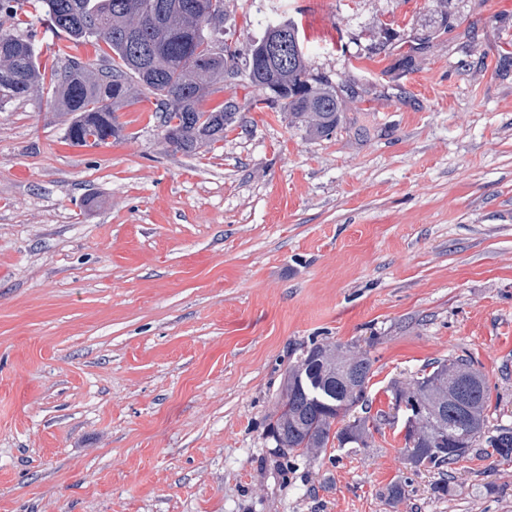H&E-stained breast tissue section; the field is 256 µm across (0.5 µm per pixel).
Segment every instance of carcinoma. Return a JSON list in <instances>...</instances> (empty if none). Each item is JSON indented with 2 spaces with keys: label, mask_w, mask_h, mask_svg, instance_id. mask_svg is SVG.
I'll list each match as a JSON object with an SVG mask.
<instances>
[{
  "label": "carcinoma",
  "mask_w": 512,
  "mask_h": 512,
  "mask_svg": "<svg viewBox=\"0 0 512 512\" xmlns=\"http://www.w3.org/2000/svg\"><path fill=\"white\" fill-rule=\"evenodd\" d=\"M224 0H0V17L13 30L0 32V104L47 92L72 120L66 140L73 145L104 143L121 132L117 108L133 93L155 99L163 139L173 150L193 154L224 139L236 113L201 102L239 75L236 51L224 45ZM35 16L61 39L54 63L41 66L39 42L27 18ZM286 44L284 59L267 55V45ZM102 42L109 49L92 68L66 51L68 45ZM248 81L265 90L268 107L288 115L315 137L341 125L336 86L308 69L298 25L270 22L246 62ZM373 360L354 345H314L288 367L281 401L270 417L269 434L282 454L307 456L327 448L364 445L367 419L344 422L354 399L365 396ZM417 402L423 428L456 443L418 446L410 465L437 470L448 491L447 467L484 441L500 462L512 461V427L485 434L489 389L484 374L463 358L435 362L431 370L392 387V399Z\"/></svg>",
  "instance_id": "obj_1"
}]
</instances>
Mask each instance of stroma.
I'll list each match as a JSON object with an SVG mask.
<instances>
[{
  "label": "stroma",
  "instance_id": "1",
  "mask_svg": "<svg viewBox=\"0 0 512 512\" xmlns=\"http://www.w3.org/2000/svg\"><path fill=\"white\" fill-rule=\"evenodd\" d=\"M279 16L355 89L331 137L244 79L192 155L140 100L97 147L47 95L0 104V512H512V463L474 451L441 494L380 419L463 356L512 426V0H224V41ZM315 343L368 352L350 415L378 422L282 457L269 418Z\"/></svg>",
  "mask_w": 512,
  "mask_h": 512
}]
</instances>
